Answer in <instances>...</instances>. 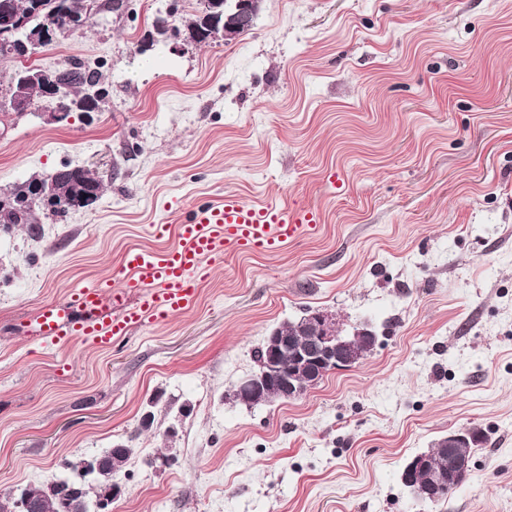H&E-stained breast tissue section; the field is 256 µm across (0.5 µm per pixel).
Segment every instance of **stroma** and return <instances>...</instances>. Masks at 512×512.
<instances>
[{"mask_svg":"<svg viewBox=\"0 0 512 512\" xmlns=\"http://www.w3.org/2000/svg\"><path fill=\"white\" fill-rule=\"evenodd\" d=\"M166 14L191 16L124 0L0 60V99L22 64L74 59L104 91L66 124L0 114V189L66 164L105 177L39 239L0 233V496L127 441L111 512H512V0H263L234 41L142 50ZM228 192L315 209L320 229L229 253L190 309L110 346L34 335L38 307ZM315 309L370 325L373 350L298 399L235 401L266 336ZM467 429L485 436L468 480L426 508L403 466Z\"/></svg>","mask_w":512,"mask_h":512,"instance_id":"35a3bbf8","label":"stroma"}]
</instances>
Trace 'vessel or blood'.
<instances>
[{"instance_id":"obj_1","label":"vessel or blood","mask_w":512,"mask_h":512,"mask_svg":"<svg viewBox=\"0 0 512 512\" xmlns=\"http://www.w3.org/2000/svg\"><path fill=\"white\" fill-rule=\"evenodd\" d=\"M320 216L285 204L256 205L235 193L222 202L200 205L176 226L155 227L157 238L175 233V245L125 252L118 286L82 287L42 306L33 316L41 337L56 342L90 336L108 344L147 320H164L189 309L197 299L203 260L228 252L268 254L282 250L301 234L315 233Z\"/></svg>"}]
</instances>
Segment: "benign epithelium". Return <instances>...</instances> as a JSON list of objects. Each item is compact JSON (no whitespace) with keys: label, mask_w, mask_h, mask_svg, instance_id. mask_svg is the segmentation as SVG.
I'll return each instance as SVG.
<instances>
[{"label":"benign epithelium","mask_w":512,"mask_h":512,"mask_svg":"<svg viewBox=\"0 0 512 512\" xmlns=\"http://www.w3.org/2000/svg\"><path fill=\"white\" fill-rule=\"evenodd\" d=\"M261 0H201L205 11L224 10V24L213 28L208 40L235 38L259 12ZM73 32L71 27H61L47 31L33 26L19 15L7 16L0 20V42L20 45L25 51H33L47 43ZM49 199L47 187L38 180L33 184L32 192L22 201L24 205H40ZM296 329L308 335V340L295 343L288 333L280 328L274 329L266 337L265 358L260 370L243 378L236 387L238 399L249 405H258L268 401V393L276 391L277 396L286 401L301 397L308 389L320 382L327 374L335 370H349L358 365L366 356L359 350L364 345L371 349L377 336L367 326H361L351 334H344L333 315L310 310L296 325ZM88 470L109 471L108 482L104 484L92 503L76 506L78 512H110L112 501L122 494V485L116 479L118 468H108L103 459L92 458L83 463ZM430 471L434 475L433 483L423 484L409 477L412 472ZM471 463L464 457L455 460L448 470L436 468L434 453L421 452L413 456L404 467L403 482L410 493L421 503L434 502L439 493L453 491L469 476Z\"/></svg>","instance_id":"benign-epithelium-1"}]
</instances>
